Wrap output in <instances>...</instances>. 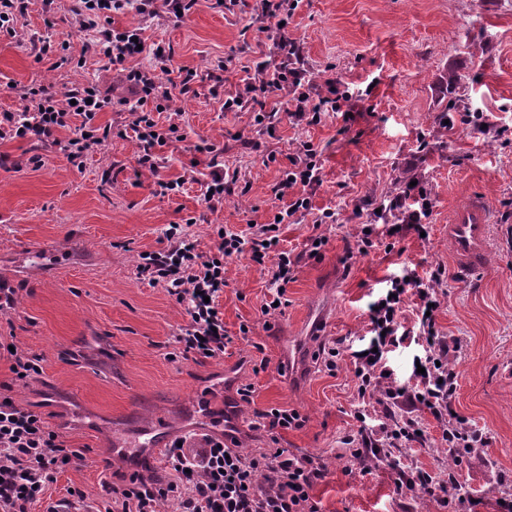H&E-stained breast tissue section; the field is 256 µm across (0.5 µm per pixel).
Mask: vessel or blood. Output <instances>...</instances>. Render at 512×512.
Instances as JSON below:
<instances>
[{
    "mask_svg": "<svg viewBox=\"0 0 512 512\" xmlns=\"http://www.w3.org/2000/svg\"><path fill=\"white\" fill-rule=\"evenodd\" d=\"M492 213L485 197L471 196L448 213L447 235L455 273L471 276L482 270L491 249ZM145 439L132 444L139 459L148 460L166 448V424L153 419L144 427Z\"/></svg>",
    "mask_w": 512,
    "mask_h": 512,
    "instance_id": "1",
    "label": "vessel or blood"
}]
</instances>
